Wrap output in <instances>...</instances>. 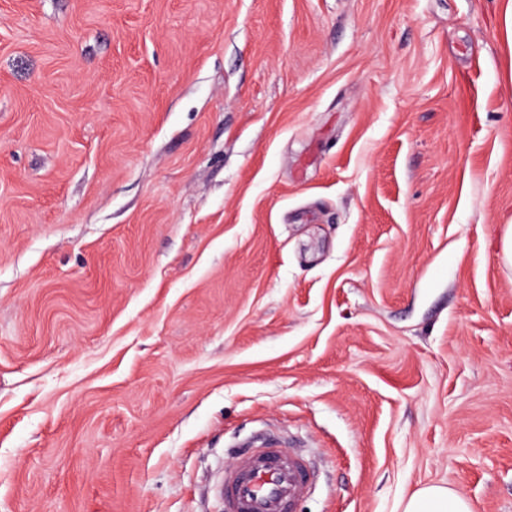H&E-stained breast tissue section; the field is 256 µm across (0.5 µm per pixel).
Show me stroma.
<instances>
[{"instance_id":"1","label":"stroma","mask_w":512,"mask_h":512,"mask_svg":"<svg viewBox=\"0 0 512 512\" xmlns=\"http://www.w3.org/2000/svg\"><path fill=\"white\" fill-rule=\"evenodd\" d=\"M512 0H0V512H512ZM250 454H239L224 470L221 493L225 512H286L308 491L310 470L298 454L285 459L271 438L257 442ZM401 512H472L468 501L438 484L418 489L402 503Z\"/></svg>"}]
</instances>
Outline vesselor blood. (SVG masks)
Instances as JSON below:
<instances>
[{
	"mask_svg": "<svg viewBox=\"0 0 512 512\" xmlns=\"http://www.w3.org/2000/svg\"><path fill=\"white\" fill-rule=\"evenodd\" d=\"M309 480L303 456H284L276 440L261 439L255 451L237 455L234 465L225 469L224 512H286L306 495Z\"/></svg>",
	"mask_w": 512,
	"mask_h": 512,
	"instance_id": "1",
	"label": "vessel or blood"
}]
</instances>
